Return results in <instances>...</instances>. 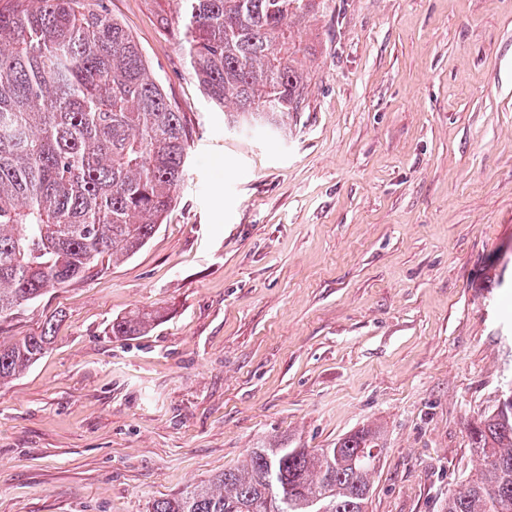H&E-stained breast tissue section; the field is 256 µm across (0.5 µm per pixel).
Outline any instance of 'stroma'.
<instances>
[{
	"label": "stroma",
	"mask_w": 512,
	"mask_h": 512,
	"mask_svg": "<svg viewBox=\"0 0 512 512\" xmlns=\"http://www.w3.org/2000/svg\"><path fill=\"white\" fill-rule=\"evenodd\" d=\"M194 133L134 257L0 323L63 312L0 384V512H149L260 441L381 433L368 512H443L466 427L512 379V0H336L303 112L231 130L159 27L105 0ZM160 308L143 336L114 318Z\"/></svg>",
	"instance_id": "35a3bbf8"
}]
</instances>
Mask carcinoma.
I'll list each match as a JSON object with an SVG mask.
<instances>
[{
    "label": "carcinoma",
    "mask_w": 512,
    "mask_h": 512,
    "mask_svg": "<svg viewBox=\"0 0 512 512\" xmlns=\"http://www.w3.org/2000/svg\"><path fill=\"white\" fill-rule=\"evenodd\" d=\"M160 16L232 127L272 128L303 110L311 47L303 24L327 0H171ZM192 131L132 35L103 0H12L0 8V321L52 288L140 252L176 201ZM164 318L137 309L115 337ZM40 331L0 341V383L50 349ZM481 465L445 512H512V402L469 424ZM379 437L358 429L330 448L261 443L241 465L153 502L150 512H366Z\"/></svg>",
    "instance_id": "cac0c4a2"
}]
</instances>
